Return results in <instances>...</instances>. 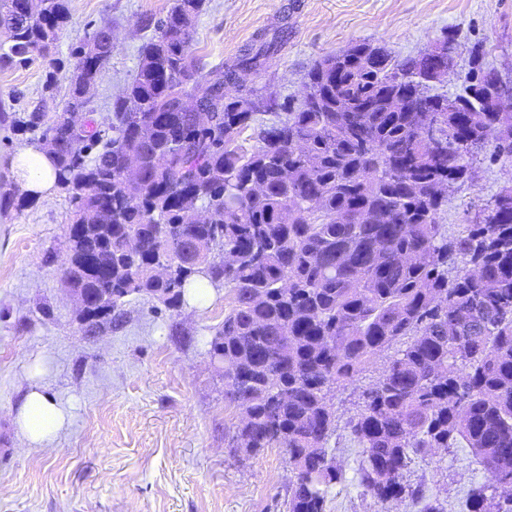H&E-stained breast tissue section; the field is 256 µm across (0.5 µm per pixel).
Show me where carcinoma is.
<instances>
[{
    "instance_id": "obj_1",
    "label": "carcinoma",
    "mask_w": 512,
    "mask_h": 512,
    "mask_svg": "<svg viewBox=\"0 0 512 512\" xmlns=\"http://www.w3.org/2000/svg\"><path fill=\"white\" fill-rule=\"evenodd\" d=\"M39 2L32 16L26 0H0V70L56 48L67 0ZM204 3L175 0L156 22L104 123L89 97L114 50L96 43L103 28L71 50L84 77L69 82V111L45 126L40 112L23 120L0 104V125L53 142L57 186L74 205L64 276L89 301L82 319L110 324L134 295L178 309L199 276L229 289L208 349L224 357L225 398L239 410L229 445L283 450L295 473L285 512H327L345 481L328 395L380 356L344 422L361 448L362 494L447 512L411 464L463 443L486 472L466 512H512L501 492L512 481V188L451 236L440 224L448 197L436 193L473 181L475 142L512 159V113L465 93L433 147L421 129L433 113L388 103L391 74L422 60L365 42L307 71L318 106L231 96L224 71L197 67L191 51ZM131 152L137 179L123 171ZM163 262L165 279L154 273Z\"/></svg>"
}]
</instances>
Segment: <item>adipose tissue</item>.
Here are the masks:
<instances>
[{
  "mask_svg": "<svg viewBox=\"0 0 512 512\" xmlns=\"http://www.w3.org/2000/svg\"><path fill=\"white\" fill-rule=\"evenodd\" d=\"M10 175L22 192L35 200L50 196L57 183L51 156L47 151L33 146L21 149L14 155ZM41 372V361H34L29 374L30 383L14 416L19 433L32 446L52 441L69 419L66 408L39 384Z\"/></svg>",
  "mask_w": 512,
  "mask_h": 512,
  "instance_id": "adipose-tissue-1",
  "label": "adipose tissue"
}]
</instances>
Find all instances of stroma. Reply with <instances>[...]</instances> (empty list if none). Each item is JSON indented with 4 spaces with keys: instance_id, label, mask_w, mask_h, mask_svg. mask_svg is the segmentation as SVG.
Listing matches in <instances>:
<instances>
[{
    "instance_id": "obj_1",
    "label": "stroma",
    "mask_w": 512,
    "mask_h": 512,
    "mask_svg": "<svg viewBox=\"0 0 512 512\" xmlns=\"http://www.w3.org/2000/svg\"><path fill=\"white\" fill-rule=\"evenodd\" d=\"M173 0H68L70 20L49 57L0 70V101L20 116L40 110L52 123L68 101L72 45L110 26L115 48L96 88L95 117L121 95L148 35L142 22L166 14ZM454 35L456 65L441 86L461 91L473 49L512 74V0H205L192 50L204 70L232 71L266 49L245 82L300 99L303 77L322 57L366 42L403 58ZM512 185V162L485 159L473 182L449 196L440 222L449 233L470 223L484 203ZM72 203L62 189L46 199L16 192L0 211V512H284L291 478L282 449L241 457L227 445L237 417L224 397V372L207 351L224 320V289L201 308L172 310L148 297L128 298L112 322L93 332L61 279ZM43 356L42 383L70 412L50 443L32 447L13 423L28 387L26 366ZM345 481L330 492V512H417L378 505L356 482L359 450L346 429L330 441ZM430 494L461 512L465 490L485 470L467 450L415 460Z\"/></svg>"
}]
</instances>
